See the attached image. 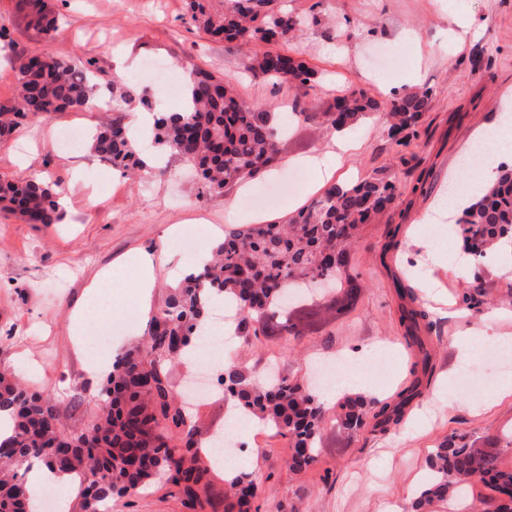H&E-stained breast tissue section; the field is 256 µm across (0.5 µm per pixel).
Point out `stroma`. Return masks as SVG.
Here are the masks:
<instances>
[{"instance_id": "stroma-1", "label": "stroma", "mask_w": 512, "mask_h": 512, "mask_svg": "<svg viewBox=\"0 0 512 512\" xmlns=\"http://www.w3.org/2000/svg\"><path fill=\"white\" fill-rule=\"evenodd\" d=\"M303 25L288 43L293 55L316 69L313 87L277 85L247 69V52L198 33L186 14V0H45L63 20L53 39L28 28L20 0H0V102L18 94L14 60L45 52L90 62L98 95H111L113 77H140L145 62L161 61L176 75L201 66L235 86L256 108L276 120L293 116L288 146L277 174L251 178L252 193L267 194L257 211L278 222L318 198L321 188L295 181L297 159L321 157L336 149V134L305 122L336 95L363 87L389 99L424 87L432 105L408 146L387 136L384 118L367 116L350 130L354 152L335 171L336 184L385 169L403 194L376 223L365 225L350 257L360 293L355 304L322 330L301 340L234 337L230 347L244 366L263 380L273 366L282 376L308 378L314 364L338 356L359 359L389 352L392 367L376 380L378 399L395 401L410 385L418 357L402 342L399 286L414 288L419 304L437 327L429 345L432 372L402 423L387 432L364 431L350 439L334 426L323 431L319 462L301 474L289 472L286 440L259 439L256 423L240 424L233 445L238 468L262 482L257 512H405L410 498L431 478L427 459L450 434L496 436L501 460L512 465V401L491 409L502 376L497 367L471 358L474 393L464 405L448 408V374L455 362L451 345L461 319L482 325L488 312L501 313L492 331L512 336V275L478 270L460 278L450 267L462 240H449L446 220L424 231L448 174L473 134L493 123L501 107L512 109V0H285ZM415 40H407V33ZM96 112H59L49 123L32 122L0 140V177L45 176L78 180L80 189L64 207L59 224H27L0 215V371L39 391L65 427L90 424L99 406L101 380L85 371L88 350L75 342L73 316L92 284L111 274L114 312L107 354L140 336L148 313L163 297L162 287L196 270L195 261L174 240L186 231L201 235L200 252L222 242L232 229L229 216L241 196L237 187L200 195L198 182L182 161L164 159L138 177L89 148L68 154L54 135L63 127L94 130ZM429 236L434 258L415 241ZM157 257L155 286L141 294L137 259ZM481 282L485 293L473 292ZM112 512H184L175 487L156 483L116 499Z\"/></svg>"}]
</instances>
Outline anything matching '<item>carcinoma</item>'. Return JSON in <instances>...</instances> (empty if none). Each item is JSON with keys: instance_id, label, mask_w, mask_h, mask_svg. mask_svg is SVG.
Here are the masks:
<instances>
[{"instance_id": "cac0c4a2", "label": "carcinoma", "mask_w": 512, "mask_h": 512, "mask_svg": "<svg viewBox=\"0 0 512 512\" xmlns=\"http://www.w3.org/2000/svg\"><path fill=\"white\" fill-rule=\"evenodd\" d=\"M278 0H187L192 24L203 33L238 46H249V69L296 88L307 87L315 70L286 50L301 20L277 7ZM28 24L42 37L59 30V19L41 0H26ZM19 92L0 106V138L57 112L81 110L94 99L95 75L81 62L42 53L20 59ZM184 103L178 112L153 107L138 86L112 79V111L143 105L153 112L152 137L162 154L194 167L200 194L224 188L275 164L285 144L269 113L248 104L210 71L195 66L184 78ZM427 90L392 100H378L363 88L336 97L324 112L305 119L335 131L354 125L363 115L387 116L388 137L408 144L404 132L430 110ZM93 150L112 166L130 171L146 167L128 129L117 116L99 128ZM59 183L30 176L0 180V212L30 224L61 219ZM400 187L385 170L331 186L281 224H244L224 234L200 275L190 274L150 312L143 339L117 354L100 390L99 412L84 429H65L53 405L0 373V413L13 421L12 433L0 439V512H28V490L18 479L31 461L69 476L81 475L79 512H109L112 501L160 478L178 488L188 512H251L261 486L246 471L224 472V499L208 496L215 470L202 454L199 430L175 389L173 368L197 339L198 325L209 309L207 293L227 295L237 313L238 331L270 340H298L317 332L324 316L347 309L356 288L350 274V251L361 228L395 204ZM465 242L475 259L485 248L512 233V168L500 170L482 195L462 210ZM422 309L401 316L408 345L417 336ZM224 402L265 426L288 443V470L311 469L319 456L322 426L329 410L307 385L280 379L276 387L258 383L250 371L227 359L216 375ZM401 406L366 395H345L333 413L338 428L355 438L372 418L379 426L397 424ZM432 480L414 496L410 512H429L437 502L469 496L472 482L489 491L483 512H512V466L501 461L495 437L451 435L429 459Z\"/></svg>"}]
</instances>
